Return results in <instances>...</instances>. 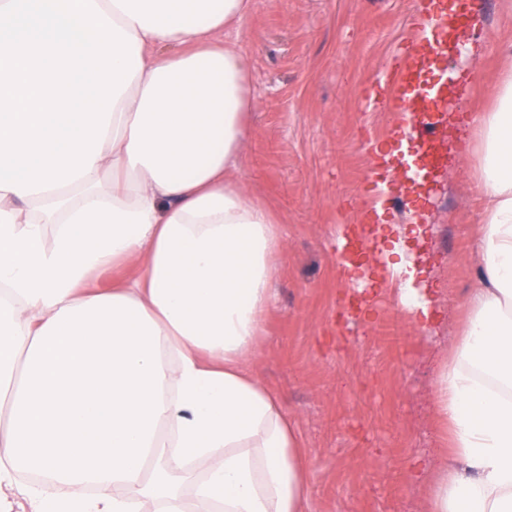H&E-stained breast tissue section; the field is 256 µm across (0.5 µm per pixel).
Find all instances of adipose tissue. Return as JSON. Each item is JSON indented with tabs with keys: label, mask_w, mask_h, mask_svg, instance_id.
<instances>
[{
	"label": "adipose tissue",
	"mask_w": 512,
	"mask_h": 512,
	"mask_svg": "<svg viewBox=\"0 0 512 512\" xmlns=\"http://www.w3.org/2000/svg\"><path fill=\"white\" fill-rule=\"evenodd\" d=\"M142 67L90 173L0 190V512H304L293 424L248 365L284 246L270 205L232 175L255 106L224 33L254 0H96ZM491 109L467 116L483 211L467 320L438 369L451 464L415 459L428 512H512V43ZM133 266L100 290L93 279ZM395 248L379 272L419 333L437 289ZM201 479H193L197 462ZM38 471V485L16 474Z\"/></svg>",
	"instance_id": "adipose-tissue-1"
}]
</instances>
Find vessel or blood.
Instances as JSON below:
<instances>
[{
    "mask_svg": "<svg viewBox=\"0 0 512 512\" xmlns=\"http://www.w3.org/2000/svg\"><path fill=\"white\" fill-rule=\"evenodd\" d=\"M479 6V0H428L419 5V21L413 25L410 37L399 44L396 53L404 57L403 65L390 70L383 82L386 98L395 111L408 113L410 122L403 136L412 129L435 131L434 101L443 98L447 80L431 84L429 73L443 71L448 62V36L463 31L468 15ZM418 160L400 158L399 163L411 180L423 178L427 171L437 169L439 159L430 140L418 145Z\"/></svg>",
    "mask_w": 512,
    "mask_h": 512,
    "instance_id": "b4317fda",
    "label": "vessel or blood"
}]
</instances>
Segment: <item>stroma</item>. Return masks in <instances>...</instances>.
Masks as SVG:
<instances>
[{
	"label": "stroma",
	"instance_id": "1",
	"mask_svg": "<svg viewBox=\"0 0 512 512\" xmlns=\"http://www.w3.org/2000/svg\"><path fill=\"white\" fill-rule=\"evenodd\" d=\"M236 38L251 72L255 108L236 177L279 215L285 236L275 305L250 371L277 393L308 459L310 512H426L412 461L438 447L434 409L439 364L458 336L462 303L476 278L481 203L469 127L446 125L443 167L430 187L380 188L373 149L393 144L395 112L379 83L411 33L415 0H255ZM487 53L470 75L460 112L492 101L512 41V0H485ZM383 209L393 235L415 212L427 233L417 245L419 281L438 289L437 332L420 335L395 288L369 271L336 275L339 230L366 226ZM352 298L344 315L342 293Z\"/></svg>",
	"mask_w": 512,
	"mask_h": 512
}]
</instances>
